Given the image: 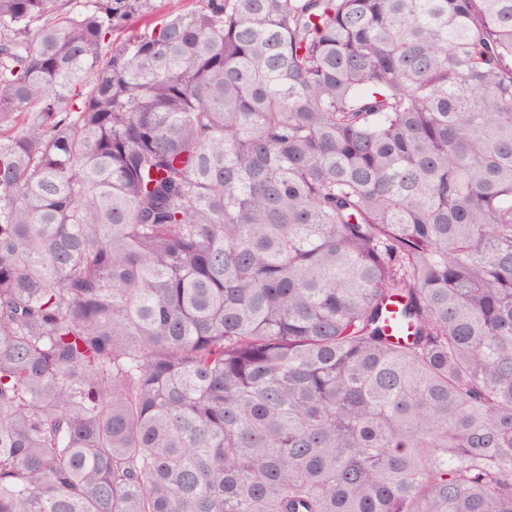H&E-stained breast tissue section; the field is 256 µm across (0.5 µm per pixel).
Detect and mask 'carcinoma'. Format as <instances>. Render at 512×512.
I'll list each match as a JSON object with an SVG mask.
<instances>
[{
	"mask_svg": "<svg viewBox=\"0 0 512 512\" xmlns=\"http://www.w3.org/2000/svg\"><path fill=\"white\" fill-rule=\"evenodd\" d=\"M0 0V512H512V0Z\"/></svg>",
	"mask_w": 512,
	"mask_h": 512,
	"instance_id": "cac0c4a2",
	"label": "carcinoma"
}]
</instances>
